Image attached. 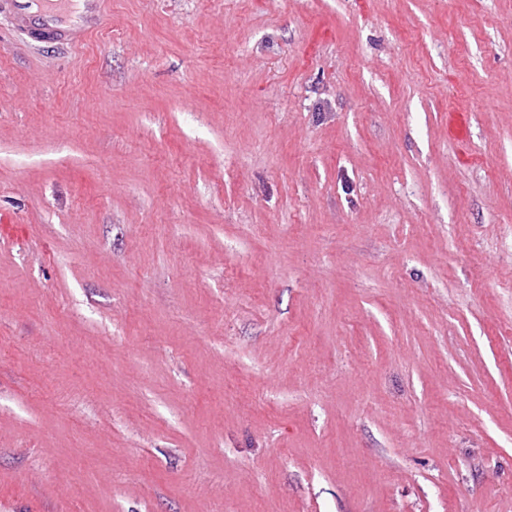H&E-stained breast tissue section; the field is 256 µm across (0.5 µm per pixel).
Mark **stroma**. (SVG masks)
<instances>
[{"mask_svg":"<svg viewBox=\"0 0 512 512\" xmlns=\"http://www.w3.org/2000/svg\"><path fill=\"white\" fill-rule=\"evenodd\" d=\"M0 512H512V0L0 13ZM106 0H3L15 25L40 42L68 44L75 34L99 25Z\"/></svg>","mask_w":512,"mask_h":512,"instance_id":"stroma-1","label":"stroma"}]
</instances>
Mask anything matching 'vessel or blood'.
<instances>
[{"instance_id": "vessel-or-blood-1", "label": "vessel or blood", "mask_w": 512, "mask_h": 512, "mask_svg": "<svg viewBox=\"0 0 512 512\" xmlns=\"http://www.w3.org/2000/svg\"><path fill=\"white\" fill-rule=\"evenodd\" d=\"M106 4L107 0H0L30 38L61 44L99 25Z\"/></svg>"}]
</instances>
